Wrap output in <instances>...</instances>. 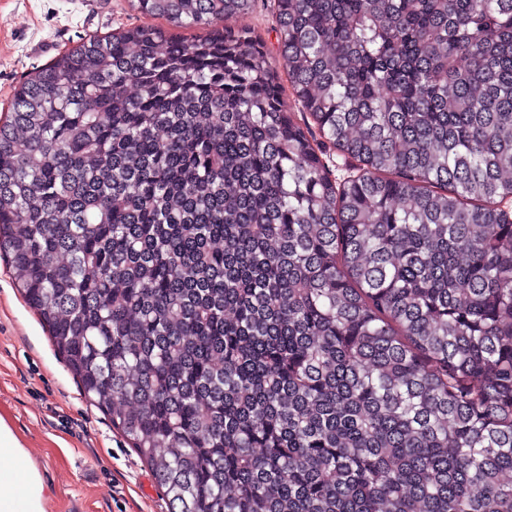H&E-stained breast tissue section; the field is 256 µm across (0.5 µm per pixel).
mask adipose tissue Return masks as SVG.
I'll return each instance as SVG.
<instances>
[{
  "mask_svg": "<svg viewBox=\"0 0 512 512\" xmlns=\"http://www.w3.org/2000/svg\"><path fill=\"white\" fill-rule=\"evenodd\" d=\"M49 496L19 437L0 418V512H45Z\"/></svg>",
  "mask_w": 512,
  "mask_h": 512,
  "instance_id": "ef3b65f1",
  "label": "adipose tissue"
}]
</instances>
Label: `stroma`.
<instances>
[{"label": "stroma", "mask_w": 512, "mask_h": 512, "mask_svg": "<svg viewBox=\"0 0 512 512\" xmlns=\"http://www.w3.org/2000/svg\"><path fill=\"white\" fill-rule=\"evenodd\" d=\"M224 26L261 36L282 68L273 0ZM170 22L130 0H0V121L33 68L51 64L80 37ZM0 418L24 443L52 493L47 512H168L151 471L84 397L37 315L0 262Z\"/></svg>", "instance_id": "stroma-1"}]
</instances>
